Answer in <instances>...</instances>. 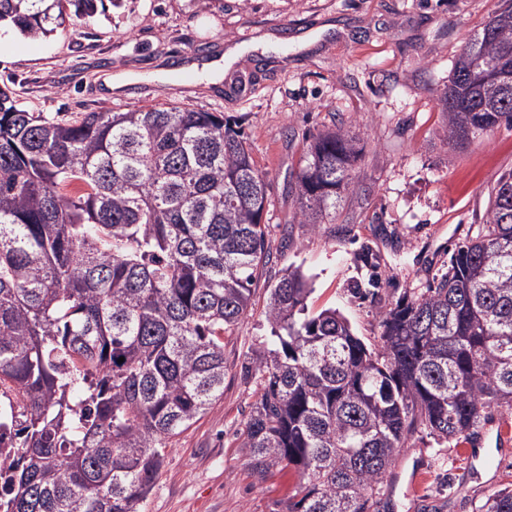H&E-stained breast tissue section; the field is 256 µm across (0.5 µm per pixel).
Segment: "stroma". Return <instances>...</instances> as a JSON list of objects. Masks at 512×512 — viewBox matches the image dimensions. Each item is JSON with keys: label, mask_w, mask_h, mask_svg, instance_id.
<instances>
[{"label": "stroma", "mask_w": 512, "mask_h": 512, "mask_svg": "<svg viewBox=\"0 0 512 512\" xmlns=\"http://www.w3.org/2000/svg\"><path fill=\"white\" fill-rule=\"evenodd\" d=\"M498 0H110L48 38L0 27V88L30 112L70 120L86 112L178 105L237 120L270 185L265 216L273 262L253 284V311L224 334V395L172 437L141 512H282L300 478L258 480L239 432L261 390L255 352L270 338L264 307L282 270L311 279L309 313L339 311L367 346L406 291L447 271L470 227L484 221L499 177L512 171V127L455 148L439 98L465 39ZM277 37L276 45L265 36ZM245 55L220 87L174 86L177 60L202 63L228 47ZM138 74L150 93L106 90ZM343 126L359 134L358 186L318 228L294 221L293 174L308 141ZM512 490V409L492 408L474 437L416 431L381 498L390 512H477Z\"/></svg>", "instance_id": "35a3bbf8"}]
</instances>
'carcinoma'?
<instances>
[{
	"instance_id": "1",
	"label": "carcinoma",
	"mask_w": 512,
	"mask_h": 512,
	"mask_svg": "<svg viewBox=\"0 0 512 512\" xmlns=\"http://www.w3.org/2000/svg\"><path fill=\"white\" fill-rule=\"evenodd\" d=\"M68 6L92 17L96 0H0V24L47 38ZM440 107L456 145L512 127V0L464 41ZM361 153L349 129L313 138L298 223L336 220ZM269 190L221 112L61 121L0 89V512H140L168 440L224 396V332L270 263ZM309 293L298 268L270 288L248 467L297 470L286 512H379L417 429L474 436L512 409V173L448 270L383 313L377 350L336 310L309 314ZM479 512H512V491Z\"/></svg>"
}]
</instances>
